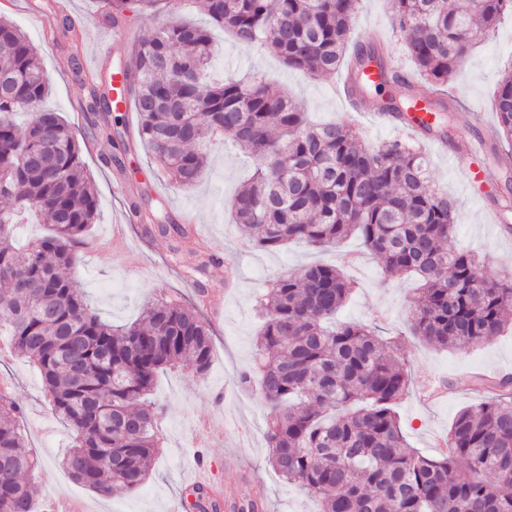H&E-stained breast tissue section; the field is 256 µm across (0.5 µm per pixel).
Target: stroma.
I'll return each instance as SVG.
<instances>
[{
	"mask_svg": "<svg viewBox=\"0 0 512 512\" xmlns=\"http://www.w3.org/2000/svg\"><path fill=\"white\" fill-rule=\"evenodd\" d=\"M64 3L68 17L80 19L75 29L82 67L105 81L113 69L127 64L132 42L144 39L159 23L155 17L131 18L130 41L116 44L110 31L95 26L101 15L97 0ZM0 16L13 21L38 49L50 86L45 107L61 112L88 144L82 160L98 197V219L88 238L110 248L101 261L80 256L73 271L91 307L102 320L121 326L136 321L143 304L159 293L185 304L198 301L190 276L199 263L197 252L173 253L169 239L147 232L140 222L127 225L124 246L112 249V227L129 210L155 213L167 224L181 223L185 213H192L202 246L221 260L219 266L210 268L207 284L224 291L222 317L212 324L213 354L207 375L196 377L185 366L161 371L156 377L152 397L161 409L163 443L136 493L101 496L74 483L60 465L72 444V432L52 413L38 370L16 356L0 366V376L15 384L23 402L21 429L30 453L40 461L31 475L39 507L61 497H75L85 502L89 512H171L176 499L190 487L196 464L203 463L225 485L248 483L250 493L264 502V512H317L315 501L284 481L270 465L265 435L268 409L257 388H244L237 382L256 352L259 294L278 276L306 264H335L357 283L342 319L376 326L385 338L398 337V355L408 385L395 413L410 447L428 455L441 454L439 442L446 439L457 413L479 406L486 398L475 390L472 377L512 376L511 328L474 350H440L411 336L406 320L416 300L415 283L387 275L375 257L362 252L357 240L325 251L300 244L277 251H240V231L231 204L251 172L242 154L229 144L211 147L199 182L187 189L173 186L154 172L141 143H129L128 133L137 127L135 112L123 113L112 139L96 135L80 107L85 88L68 60L70 36L54 32L53 17L28 4L17 10L1 9ZM212 36L216 75L240 77L260 72L288 90L312 119L355 120L340 93L345 70L306 77L289 69L272 49L238 43L217 28ZM405 38L394 24L390 0H360L353 42H380L391 65L409 72L413 66L403 56ZM511 63L512 16L507 15L494 33L475 38L453 79L455 122L465 129V136L422 142L433 188L457 204L456 245L474 250L488 273L496 277L512 275V212L502 214L495 224L489 215L500 211L512 191V167L499 169L492 184L474 181L470 174L473 167L496 163L499 140L493 92L501 72ZM443 143L448 146L444 152L439 149ZM228 264L236 270L229 286L224 283Z\"/></svg>",
	"mask_w": 512,
	"mask_h": 512,
	"instance_id": "1",
	"label": "stroma"
}]
</instances>
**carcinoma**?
Segmentation results:
<instances>
[{
  "instance_id": "obj_1",
  "label": "carcinoma",
  "mask_w": 512,
  "mask_h": 512,
  "mask_svg": "<svg viewBox=\"0 0 512 512\" xmlns=\"http://www.w3.org/2000/svg\"><path fill=\"white\" fill-rule=\"evenodd\" d=\"M359 0H202L209 23L248 45L274 48L288 67L311 77L346 66L358 105L398 112L403 120L420 98L433 122H450L453 104L438 92L468 55L476 30L490 34L512 0H391L407 33L405 52L421 76L414 84L388 66L376 44L348 52ZM172 0H102L115 25L127 13L157 16ZM214 45L207 29L173 18L132 47L126 71L137 134L157 166L179 186L203 175L206 147L231 139L255 161L232 203L241 241L275 251L291 241L333 247L355 237L387 273L419 280L410 333L434 347L469 349L512 326V277H492L468 249L454 244L456 206L431 189L420 141L371 146L351 123L311 125L306 112L266 79L212 82ZM70 61L87 93L81 109L98 134L112 138V100L97 78L83 74L77 46ZM376 63L381 82L361 81ZM0 66L12 77L0 94V334L35 364L48 403L74 432L61 460L72 480L102 495L137 492L162 447L159 407L148 401L157 374L191 366L205 376L212 328L197 305L164 298L131 326L114 329L89 307L72 274L79 245L97 218L82 143L53 110L37 49L0 17ZM499 151L512 154V66L494 97ZM31 112L25 128L14 116ZM28 214L51 232L23 248L13 228ZM153 229L192 244L188 227ZM354 285L340 268L319 263L276 279L258 298L264 322L254 366L269 407L270 464L315 497L320 512H512V378L494 396L458 413L448 454L407 449L394 411L407 375L397 345L355 321L331 323ZM20 401L0 397V512H36L26 475L38 463L25 450Z\"/></svg>"
}]
</instances>
